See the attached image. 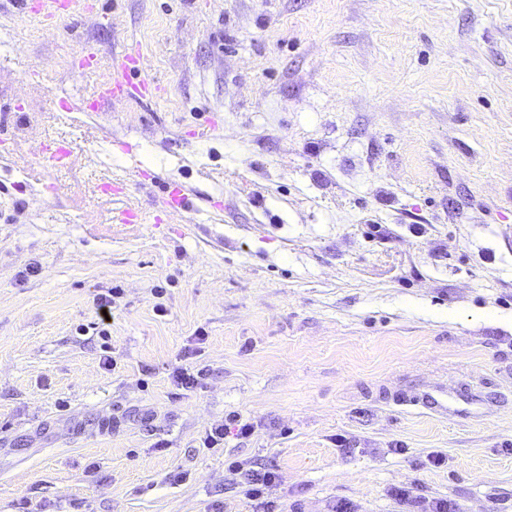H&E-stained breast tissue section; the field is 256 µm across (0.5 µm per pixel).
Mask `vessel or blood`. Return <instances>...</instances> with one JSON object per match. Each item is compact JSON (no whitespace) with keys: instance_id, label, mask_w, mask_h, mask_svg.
<instances>
[{"instance_id":"1","label":"vessel or blood","mask_w":512,"mask_h":512,"mask_svg":"<svg viewBox=\"0 0 512 512\" xmlns=\"http://www.w3.org/2000/svg\"><path fill=\"white\" fill-rule=\"evenodd\" d=\"M24 7L55 23L70 16L78 3L77 0H26ZM159 90L156 78L143 67L140 51L131 48L124 52L117 71L99 80L84 108L89 112H102L110 109L113 101L121 99L149 103Z\"/></svg>"}]
</instances>
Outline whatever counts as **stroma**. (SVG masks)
Returning <instances> with one entry per match:
<instances>
[{
    "instance_id": "35a3bbf8",
    "label": "stroma",
    "mask_w": 512,
    "mask_h": 512,
    "mask_svg": "<svg viewBox=\"0 0 512 512\" xmlns=\"http://www.w3.org/2000/svg\"><path fill=\"white\" fill-rule=\"evenodd\" d=\"M22 2L0 0V512H251L228 459L272 469L281 512H399L397 487L512 512V0H83L54 26ZM136 44L159 98L83 111ZM62 131L61 173L38 148ZM437 386L454 415L398 403ZM232 412L253 434L202 448Z\"/></svg>"
}]
</instances>
